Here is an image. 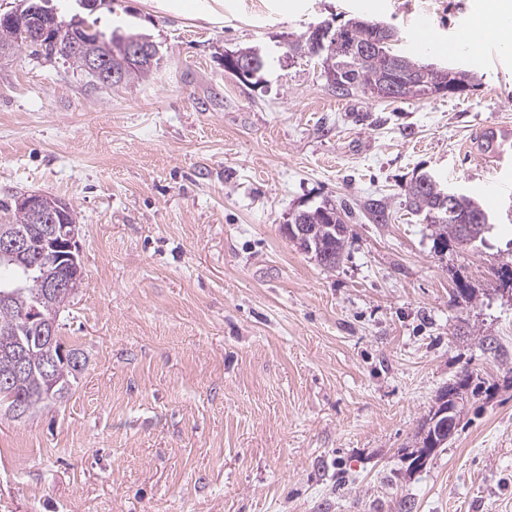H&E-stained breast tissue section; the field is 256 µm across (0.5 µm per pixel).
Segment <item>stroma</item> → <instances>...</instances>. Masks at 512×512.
Segmentation results:
<instances>
[{"label": "stroma", "mask_w": 512, "mask_h": 512, "mask_svg": "<svg viewBox=\"0 0 512 512\" xmlns=\"http://www.w3.org/2000/svg\"><path fill=\"white\" fill-rule=\"evenodd\" d=\"M374 2L104 0L98 28L141 30L159 58L110 88L60 58L0 60V201L75 210L83 280L62 334L88 359L67 401L0 410V512H512V295L492 272L512 257V191L488 194L512 168L472 145L512 126V50L416 49L418 15L447 42L475 0ZM356 16L474 88L390 102L336 97L312 61L259 85L224 69ZM425 171L483 205L485 247L436 249L406 198ZM326 203L352 211L332 269L282 229ZM467 371L480 395L407 471L403 448Z\"/></svg>", "instance_id": "stroma-1"}]
</instances>
